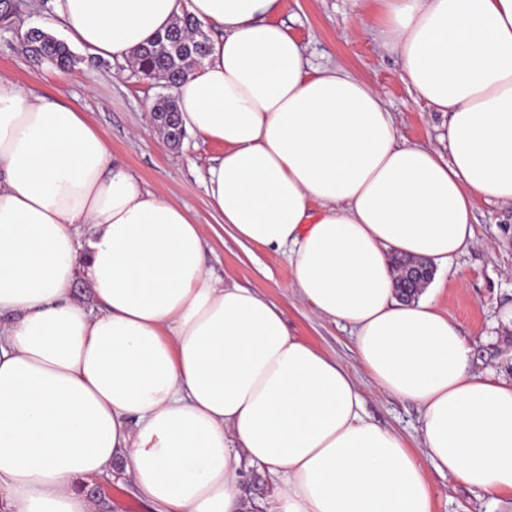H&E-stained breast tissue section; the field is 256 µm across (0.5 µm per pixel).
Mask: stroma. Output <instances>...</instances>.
I'll return each mask as SVG.
<instances>
[{
	"label": "stroma",
	"mask_w": 512,
	"mask_h": 512,
	"mask_svg": "<svg viewBox=\"0 0 512 512\" xmlns=\"http://www.w3.org/2000/svg\"><path fill=\"white\" fill-rule=\"evenodd\" d=\"M52 18L41 0H27L19 23L0 26V75L21 87L78 107L106 139L113 157L140 177L148 187L187 208L201 224L206 264L215 276L262 290L282 310L290 331L327 356L355 366L357 356L348 328L314 316L293 294L294 276L287 250L241 245L216 224L205 189L207 169L223 153L222 144L186 134L181 145L169 147L149 112L163 89L135 75L130 65L81 58L71 70L61 71L49 61L22 50L20 26L44 27ZM301 43L316 65L340 64L375 84L392 114L403 141L426 143L439 151L448 118L418 104L399 78L396 55L379 47L373 35L361 32L347 39L350 25L347 0H284L275 16ZM476 242L456 260L458 276L446 278L435 305L458 327L474 349L475 372L512 381V205L477 200L474 208ZM365 411L380 426L401 434L416 458L420 444L417 405L369 390ZM435 488L433 512H485L476 493L427 469ZM98 512H153L136 493L122 467L102 476ZM242 492L247 512H276L278 487L264 473L251 468Z\"/></svg>",
	"instance_id": "stroma-1"
}]
</instances>
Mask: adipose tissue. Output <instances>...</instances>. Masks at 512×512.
Returning a JSON list of instances; mask_svg holds the SVG:
<instances>
[{
	"label": "adipose tissue",
	"mask_w": 512,
	"mask_h": 512,
	"mask_svg": "<svg viewBox=\"0 0 512 512\" xmlns=\"http://www.w3.org/2000/svg\"><path fill=\"white\" fill-rule=\"evenodd\" d=\"M348 2L447 114V151L402 142L370 81L312 67L270 20L283 0L52 7L92 60H130L186 14L218 30L172 91L184 128L224 146L209 205L240 242L287 249L298 297L419 406L425 461L365 415L347 366L211 274L200 224L77 107L0 76V512H95L80 484L117 462L156 512H243L249 465L281 479L278 512H433L429 466L492 510L512 499V382L473 372L431 295L398 300L391 263L455 273L476 200L512 204V0Z\"/></svg>",
	"instance_id": "obj_1"
}]
</instances>
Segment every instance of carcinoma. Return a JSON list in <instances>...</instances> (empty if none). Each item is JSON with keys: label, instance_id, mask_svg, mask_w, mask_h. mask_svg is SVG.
<instances>
[{"label": "carcinoma", "instance_id": "1", "mask_svg": "<svg viewBox=\"0 0 512 512\" xmlns=\"http://www.w3.org/2000/svg\"><path fill=\"white\" fill-rule=\"evenodd\" d=\"M24 6V0H0V21L11 23ZM24 42L36 55H43L60 70H67L77 62L68 44L40 28H30L23 35ZM209 52V36L201 23L185 15L176 19L162 33L147 44L135 49L133 61L139 73L148 80L161 79L169 93L159 96L152 106L156 127L172 144L174 112L178 111L170 90L192 70L200 67Z\"/></svg>", "mask_w": 512, "mask_h": 512}]
</instances>
